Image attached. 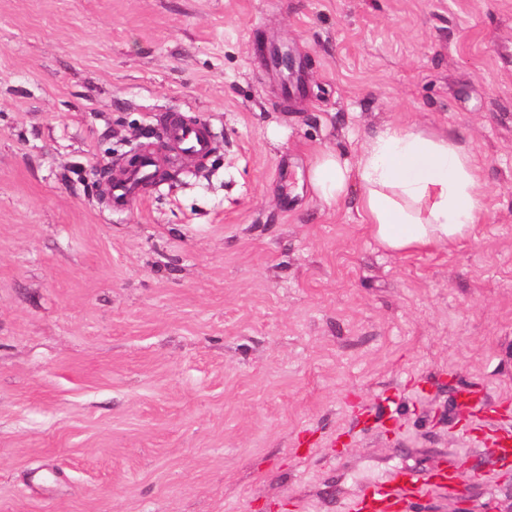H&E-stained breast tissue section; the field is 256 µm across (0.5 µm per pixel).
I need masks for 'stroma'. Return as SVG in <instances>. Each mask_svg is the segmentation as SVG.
Instances as JSON below:
<instances>
[{
  "mask_svg": "<svg viewBox=\"0 0 512 512\" xmlns=\"http://www.w3.org/2000/svg\"><path fill=\"white\" fill-rule=\"evenodd\" d=\"M169 111L206 174L110 209ZM393 125L476 159L466 239L392 253L315 194ZM506 427L512 0H0V512H343L466 453L404 512H512ZM164 146L187 162H201L213 150V138L204 123H186L173 113H168L162 125Z\"/></svg>",
  "mask_w": 512,
  "mask_h": 512,
  "instance_id": "stroma-1",
  "label": "stroma"
}]
</instances>
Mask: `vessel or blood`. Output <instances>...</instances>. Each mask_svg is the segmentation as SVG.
Masks as SVG:
<instances>
[{
    "mask_svg": "<svg viewBox=\"0 0 512 512\" xmlns=\"http://www.w3.org/2000/svg\"><path fill=\"white\" fill-rule=\"evenodd\" d=\"M162 130L165 148L185 161H202L213 150L212 134L206 124L187 123L170 113L163 120ZM156 167V157L147 154L136 170H117L110 189L113 203L124 207L137 199L145 177ZM457 479L458 468L452 463L427 476L402 470L383 484L363 488L346 509L347 512H395L404 498L423 496L437 488H453Z\"/></svg>",
    "mask_w": 512,
    "mask_h": 512,
    "instance_id": "vessel-or-blood-1",
    "label": "vessel or blood"
}]
</instances>
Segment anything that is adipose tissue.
Instances as JSON below:
<instances>
[{
  "mask_svg": "<svg viewBox=\"0 0 512 512\" xmlns=\"http://www.w3.org/2000/svg\"><path fill=\"white\" fill-rule=\"evenodd\" d=\"M357 182L356 206L384 249L405 253L467 238L485 212L474 158L457 141L389 126L367 139L356 164L319 156L311 183L327 204L342 202Z\"/></svg>",
  "mask_w": 512,
  "mask_h": 512,
  "instance_id": "adipose-tissue-1",
  "label": "adipose tissue"
}]
</instances>
